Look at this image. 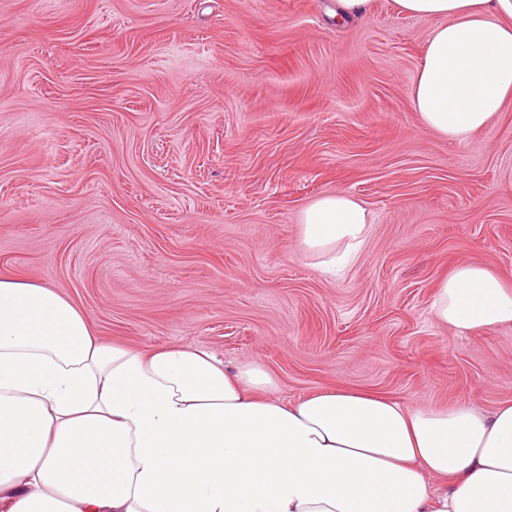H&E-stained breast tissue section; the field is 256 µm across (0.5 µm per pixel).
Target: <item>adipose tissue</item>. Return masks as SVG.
<instances>
[{"label": "adipose tissue", "instance_id": "obj_1", "mask_svg": "<svg viewBox=\"0 0 512 512\" xmlns=\"http://www.w3.org/2000/svg\"><path fill=\"white\" fill-rule=\"evenodd\" d=\"M393 8L435 22L410 87L422 127L468 140L512 102V0ZM372 223L348 193L323 195L298 248L342 269ZM430 312L458 335L512 323V285L460 263ZM275 390L199 347L102 344L60 293L0 276V512H512V401Z\"/></svg>", "mask_w": 512, "mask_h": 512}]
</instances>
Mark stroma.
I'll list each match as a JSON object with an SVG mask.
<instances>
[{
	"label": "stroma",
	"mask_w": 512,
	"mask_h": 512,
	"mask_svg": "<svg viewBox=\"0 0 512 512\" xmlns=\"http://www.w3.org/2000/svg\"><path fill=\"white\" fill-rule=\"evenodd\" d=\"M333 2L0 0V272L103 343L259 363L284 400H512V324L430 313L455 264L512 282V103L464 143L425 130L433 20ZM336 190L374 224L334 278L297 241Z\"/></svg>",
	"instance_id": "stroma-1"
}]
</instances>
